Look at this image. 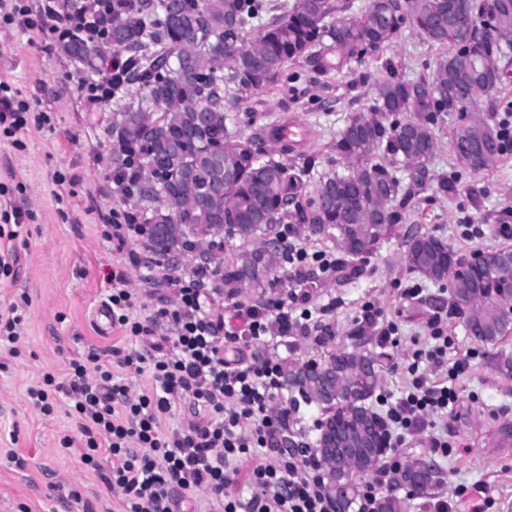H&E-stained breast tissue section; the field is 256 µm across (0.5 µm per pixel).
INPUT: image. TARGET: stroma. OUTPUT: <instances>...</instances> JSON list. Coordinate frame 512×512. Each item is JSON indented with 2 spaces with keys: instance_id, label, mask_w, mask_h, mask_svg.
I'll list each match as a JSON object with an SVG mask.
<instances>
[{
  "instance_id": "obj_1",
  "label": "stroma",
  "mask_w": 512,
  "mask_h": 512,
  "mask_svg": "<svg viewBox=\"0 0 512 512\" xmlns=\"http://www.w3.org/2000/svg\"><path fill=\"white\" fill-rule=\"evenodd\" d=\"M26 7L33 28L6 24L0 19V81L36 110L52 118L51 125L30 128L19 142L0 134V210L17 206L30 212L20 236L0 237V247L16 251L11 274H0V309L22 302L25 320L14 348L0 345V512H119V503L104 481L82 460V434L67 400L53 412L36 411L27 398L30 386L52 374L68 381V364L97 352L102 359L113 349L129 353L138 349L134 339L119 330L102 329L95 310L106 304L112 275L125 271L126 285L141 296L142 315H150L174 301L170 279L191 280L199 269L194 256L156 264L145 237L130 233L124 248L106 238L112 215L134 208L121 200L112 166V122L121 105L109 100L89 107L83 67L62 56L57 41L39 25L43 0H6ZM442 47L433 45L413 29L384 51L399 77L416 81L428 76ZM380 65L374 61L351 64L341 73L318 77L306 64L289 65L270 90H236L229 113L237 131L250 137L262 134L261 149L271 153L268 132L281 116H288L309 138L292 153L294 163L315 158L319 171L335 165L330 143L337 130L355 113L369 109ZM459 113L441 115L436 124L437 149L430 167L437 177L455 176L458 191L443 195L430 189L406 211L404 230H420L443 237L465 257L487 247L512 242L504 225H512V148L500 165L474 173L463 167L448 145ZM476 233H465L466 225ZM403 238L381 245L363 264L355 281L338 282L312 261L284 264L293 287L270 288L260 293L246 290L227 296L219 290L216 268L205 273L213 314L231 315L234 305L284 304L292 316L309 310L306 327L294 328L246 349L258 362L285 358L324 359L326 345L316 343L321 327H329L335 343H346L365 307L374 310L377 326L397 328L396 338L384 342L391 359L383 372L377 398L396 400L406 385L403 370L418 342L429 334V323L441 318L453 343L444 365L424 366L426 378L440 382L449 363L468 357L469 369L455 382L457 403L446 417L432 418L418 431L406 435L399 449L401 460L433 459L443 481L427 496H405L404 512H434L437 501H447L448 512H471L479 497L492 501L489 512H512V378L495 367V354L512 355V337L495 350L479 345L467 332L462 318L448 307L447 286L409 272L402 261ZM140 264L131 265V254ZM448 438L454 454L433 455L430 441ZM70 448H63V438Z\"/></svg>"
}]
</instances>
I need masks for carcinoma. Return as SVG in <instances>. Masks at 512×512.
<instances>
[{
  "instance_id": "obj_1",
  "label": "carcinoma",
  "mask_w": 512,
  "mask_h": 512,
  "mask_svg": "<svg viewBox=\"0 0 512 512\" xmlns=\"http://www.w3.org/2000/svg\"><path fill=\"white\" fill-rule=\"evenodd\" d=\"M349 7L347 0H295L251 37L248 26L267 9L264 0H112V9L96 15L101 39L72 34L58 44L89 75L101 73L114 55L129 59L128 72L112 78V96L123 101L112 125L117 192L137 202L127 212L129 223H178L171 195L188 181L194 228L163 241L148 234L155 254L195 253L213 225L223 224L224 241L239 242L224 264V287L231 295L243 286L263 290L275 269L262 244L277 241L287 261L283 228L308 225L310 236L338 244L337 280L348 282L383 242L400 236L413 197L435 182L446 195L457 191L455 182L435 180L430 168L434 125L449 100L458 99L463 113L451 132L455 157L474 173L501 162L504 139L491 93L503 82L502 62L512 59V0H370L362 15L345 18ZM456 15L475 22L469 35L449 22ZM407 24L447 51L416 82L383 62L369 111L351 116L332 141L342 170L314 180V159L301 166L288 160L293 145L282 141L263 158L256 138L227 124L224 91L263 89L300 59L318 75L338 72L379 54ZM482 96L488 100L479 109ZM489 138L496 146L481 148ZM503 251H484V269L465 274L464 257L447 240L417 231L408 236L403 259L424 279L449 283L450 309L475 341L494 348L512 332V311L502 308L512 300V271L496 270ZM349 339L351 345L321 362L280 366L288 390L322 412L313 454L320 455L327 438L323 427L342 437L336 468L355 480L336 499L337 512H352L362 480L382 466L390 448L386 420L371 404L383 367L372 320L356 323ZM440 482L432 461L410 459L393 472L376 512H401L399 491L425 496Z\"/></svg>"
}]
</instances>
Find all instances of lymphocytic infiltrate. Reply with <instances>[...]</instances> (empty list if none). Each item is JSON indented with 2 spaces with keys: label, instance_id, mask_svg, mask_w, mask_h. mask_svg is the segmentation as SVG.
Segmentation results:
<instances>
[{
  "label": "lymphocytic infiltrate",
  "instance_id": "1",
  "mask_svg": "<svg viewBox=\"0 0 512 512\" xmlns=\"http://www.w3.org/2000/svg\"><path fill=\"white\" fill-rule=\"evenodd\" d=\"M50 122L46 113H32L26 100L0 95L5 136ZM205 298V283L195 278L177 288L173 307L142 320L135 314L138 292L113 289L107 304L112 324L140 338L141 350L112 362L96 355L71 360L68 383L47 374L41 385L28 388L32 406L49 413L57 395L70 400L86 438L82 459L96 471L108 467L106 482L117 490L122 512H178L184 494L197 490L208 493L209 512H331L320 466L302 448L253 467L249 498L225 495L231 473L266 446L289 410L272 409L282 387L276 363L230 361L224 347L259 342L271 329L288 331L291 323L284 311L272 316L264 308L239 307L234 316L242 325L228 330L223 318L206 308ZM165 324L174 332L162 343L158 332ZM429 329V348L413 352L407 385L386 410L389 438L398 444L458 399L455 388L432 384L419 371L420 363H443L451 343L437 323ZM130 367L148 370L150 388L131 394L120 375ZM179 402L188 404L192 421L164 431V420Z\"/></svg>",
  "mask_w": 512,
  "mask_h": 512
}]
</instances>
